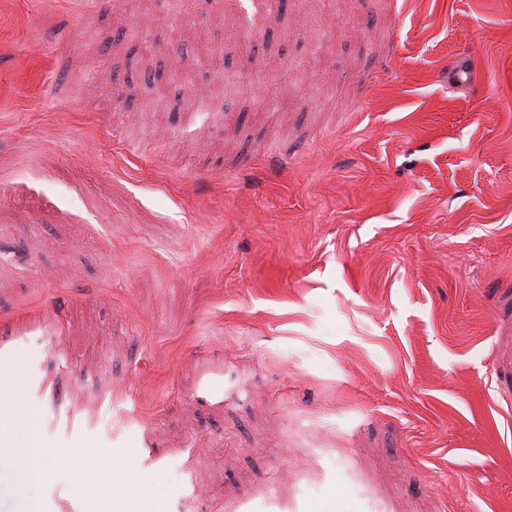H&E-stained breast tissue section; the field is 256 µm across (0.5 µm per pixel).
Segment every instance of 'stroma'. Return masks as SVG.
Listing matches in <instances>:
<instances>
[{
	"label": "stroma",
	"instance_id": "obj_1",
	"mask_svg": "<svg viewBox=\"0 0 512 512\" xmlns=\"http://www.w3.org/2000/svg\"><path fill=\"white\" fill-rule=\"evenodd\" d=\"M109 2L0 0V512H512V0ZM473 80L474 68L468 55H457L448 62V87H467Z\"/></svg>",
	"mask_w": 512,
	"mask_h": 512
}]
</instances>
